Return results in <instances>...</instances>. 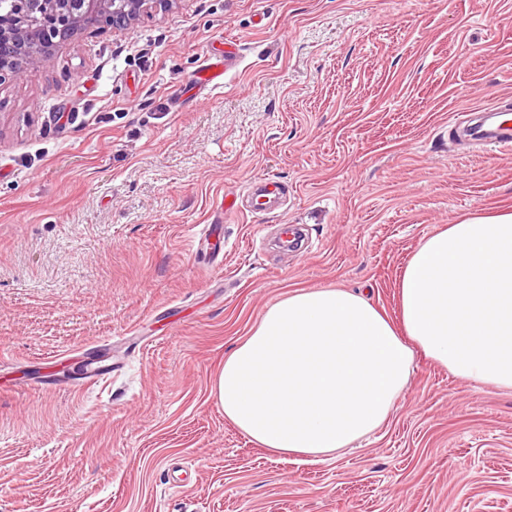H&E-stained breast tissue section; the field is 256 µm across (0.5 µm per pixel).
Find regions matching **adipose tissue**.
I'll return each mask as SVG.
<instances>
[{
  "mask_svg": "<svg viewBox=\"0 0 512 512\" xmlns=\"http://www.w3.org/2000/svg\"><path fill=\"white\" fill-rule=\"evenodd\" d=\"M399 305L395 324L344 288L277 300L214 381L225 418L271 454L317 462L386 421L417 356L512 392V212L425 238L402 268Z\"/></svg>",
  "mask_w": 512,
  "mask_h": 512,
  "instance_id": "ef3b65f1",
  "label": "adipose tissue"
}]
</instances>
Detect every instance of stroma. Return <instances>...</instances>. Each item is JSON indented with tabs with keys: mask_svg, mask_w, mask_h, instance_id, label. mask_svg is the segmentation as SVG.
<instances>
[{
	"mask_svg": "<svg viewBox=\"0 0 512 512\" xmlns=\"http://www.w3.org/2000/svg\"><path fill=\"white\" fill-rule=\"evenodd\" d=\"M228 42L223 89L194 88ZM507 94L512 0H181L0 85V512H512L511 392L417 359L388 421L314 463L210 394L289 292L398 320L425 237L512 210V151L449 135ZM260 178L274 210L221 212ZM217 223L223 251L193 248ZM286 224L308 247L282 266Z\"/></svg>",
	"mask_w": 512,
	"mask_h": 512,
	"instance_id": "stroma-1",
	"label": "stroma"
}]
</instances>
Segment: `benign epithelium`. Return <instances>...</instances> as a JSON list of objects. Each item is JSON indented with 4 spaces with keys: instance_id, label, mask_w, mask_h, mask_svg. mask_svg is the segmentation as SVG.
Segmentation results:
<instances>
[{
    "instance_id": "7a95c632",
    "label": "benign epithelium",
    "mask_w": 512,
    "mask_h": 512,
    "mask_svg": "<svg viewBox=\"0 0 512 512\" xmlns=\"http://www.w3.org/2000/svg\"><path fill=\"white\" fill-rule=\"evenodd\" d=\"M78 13L72 0H50L34 22L28 20L29 0H10L0 12V85L31 77L60 44L94 26L98 30H127L143 16L168 11L181 0H89Z\"/></svg>"
}]
</instances>
